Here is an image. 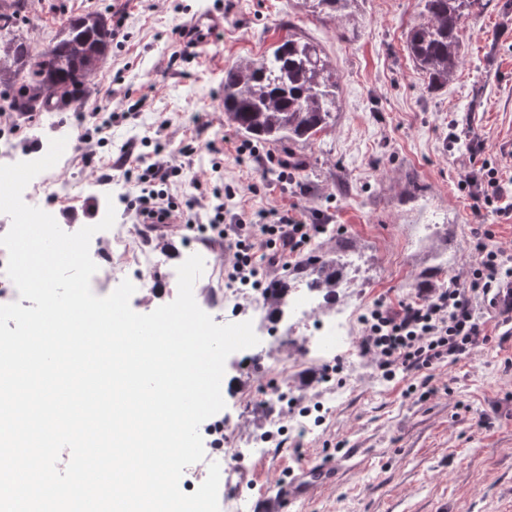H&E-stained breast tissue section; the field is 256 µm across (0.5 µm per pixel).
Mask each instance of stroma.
Returning <instances> with one entry per match:
<instances>
[{"mask_svg": "<svg viewBox=\"0 0 512 512\" xmlns=\"http://www.w3.org/2000/svg\"><path fill=\"white\" fill-rule=\"evenodd\" d=\"M505 2L489 0L467 21L455 79L430 90L405 47L419 0H353L336 20L313 15L304 0H28L19 33L34 49L49 47L69 19L87 12L123 19L125 39L110 49L83 105L13 117L5 134L16 158L44 155L53 138L74 145L45 172L66 179L68 197L36 190L38 207L59 225L76 232L99 222L111 203L135 246L160 257L162 280L130 300L140 314L176 298V268L200 235L182 225L168 233L142 227L128 207L134 182L115 168L121 148L142 142L181 165L170 191L182 202L196 198V180H213L206 144L224 140L219 163L236 191L228 211L247 221L296 207L326 225L307 252L340 253L349 285L337 289L336 304L353 308L358 332L375 301L414 300L452 277L467 283L476 228L493 230L492 246L512 256V214H474L457 188L474 156L503 172L512 196V12ZM199 11L223 15V31L173 58L174 29ZM291 30L317 43L336 69L333 124L307 142H257L253 153L237 154L245 138L224 119V67L259 57ZM107 118L106 144L81 143ZM452 125L460 142L448 137ZM189 142L196 150L186 157L180 149ZM271 155L296 164V185L266 171ZM476 313L492 341L451 364L389 382L361 351L337 356L336 378L347 391L334 401L321 385L324 365L262 343L232 353L222 388L225 496L240 499V512H259L284 472L331 461L339 465L335 484L283 512H512V305L482 301ZM245 360L251 366L243 371ZM277 370L287 372L295 393L288 415L305 418L306 431L268 424L259 390ZM268 432L269 453L252 455Z\"/></svg>", "mask_w": 512, "mask_h": 512, "instance_id": "stroma-1", "label": "stroma"}]
</instances>
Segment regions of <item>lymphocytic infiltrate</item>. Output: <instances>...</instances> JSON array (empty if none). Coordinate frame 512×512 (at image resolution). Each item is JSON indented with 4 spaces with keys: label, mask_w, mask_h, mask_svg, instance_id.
Masks as SVG:
<instances>
[{
    "label": "lymphocytic infiltrate",
    "mask_w": 512,
    "mask_h": 512,
    "mask_svg": "<svg viewBox=\"0 0 512 512\" xmlns=\"http://www.w3.org/2000/svg\"><path fill=\"white\" fill-rule=\"evenodd\" d=\"M133 146H125L121 166H134L137 194L133 200L137 216L150 224L190 223L195 201L177 202L169 191L178 169L164 155L150 164L133 161ZM502 178L496 168L481 165L461 173L457 186L472 202L474 211L498 214L512 212L503 205ZM233 189L212 188L209 193V228L214 239L225 242L230 254L225 268L232 285L259 284L270 270L299 255L321 234L319 224L281 214L273 224H228L224 221V200L234 197ZM477 260L467 285L449 280L421 301H402L398 306L375 302L362 318L359 346L370 355L383 378L394 379L397 370L429 369L444 361L471 354L489 336L473 309L478 295H490L512 281V266L506 265L498 250L484 241L476 243Z\"/></svg>",
    "instance_id": "1"
}]
</instances>
